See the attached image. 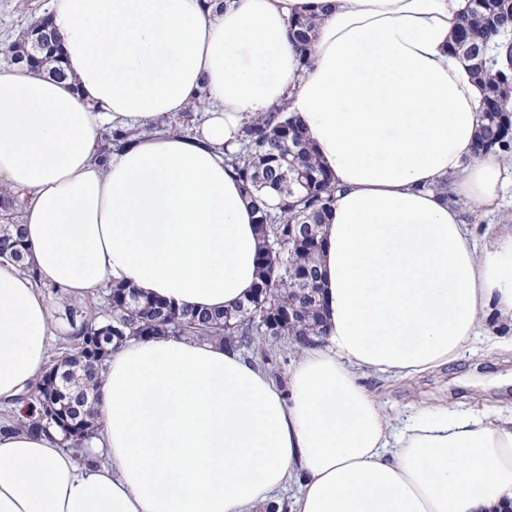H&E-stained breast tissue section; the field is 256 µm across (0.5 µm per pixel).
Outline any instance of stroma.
Returning <instances> with one entry per match:
<instances>
[{
	"instance_id": "obj_1",
	"label": "stroma",
	"mask_w": 512,
	"mask_h": 512,
	"mask_svg": "<svg viewBox=\"0 0 512 512\" xmlns=\"http://www.w3.org/2000/svg\"><path fill=\"white\" fill-rule=\"evenodd\" d=\"M51 10L52 0H0V74L12 68L8 48L17 35ZM361 380L400 420L427 405L495 411L512 406V353L487 351L476 338L458 360L436 371L402 379L367 371Z\"/></svg>"
}]
</instances>
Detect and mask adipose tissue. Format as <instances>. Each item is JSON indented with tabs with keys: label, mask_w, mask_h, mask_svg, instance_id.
Here are the masks:
<instances>
[{
	"label": "adipose tissue",
	"mask_w": 512,
	"mask_h": 512,
	"mask_svg": "<svg viewBox=\"0 0 512 512\" xmlns=\"http://www.w3.org/2000/svg\"><path fill=\"white\" fill-rule=\"evenodd\" d=\"M468 0H53L68 77L0 75V188L35 276L0 262V406L46 366L48 282H123L193 310L243 301L262 241L224 166L244 123L286 106L337 186L319 257L323 345L275 381L219 344L128 341L101 374L84 465L58 435L0 437V512H507L512 412L393 420L358 379L512 350V228L478 249L504 161L477 151L483 90L450 43ZM318 20L308 58L291 19ZM206 92L196 136L160 131ZM155 128L101 160L113 128ZM448 181V194L435 187Z\"/></svg>",
	"instance_id": "1"
}]
</instances>
